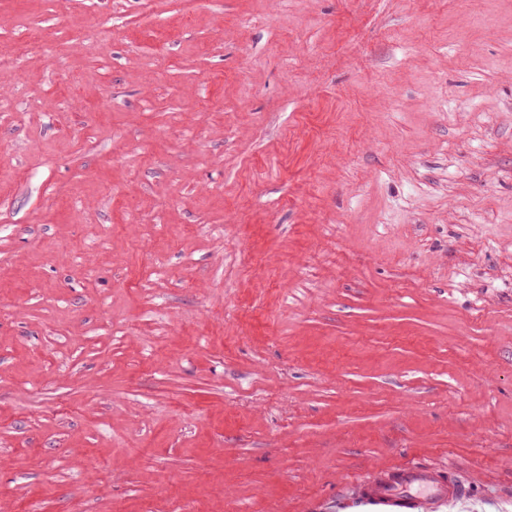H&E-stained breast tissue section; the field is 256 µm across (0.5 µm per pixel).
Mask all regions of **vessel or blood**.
I'll return each mask as SVG.
<instances>
[{
	"label": "vessel or blood",
	"mask_w": 512,
	"mask_h": 512,
	"mask_svg": "<svg viewBox=\"0 0 512 512\" xmlns=\"http://www.w3.org/2000/svg\"><path fill=\"white\" fill-rule=\"evenodd\" d=\"M457 479L453 470L442 476L435 469L405 463L395 468L390 480L369 477L358 481L352 498L369 512H420L424 501L442 503L448 483Z\"/></svg>",
	"instance_id": "b4317fda"
}]
</instances>
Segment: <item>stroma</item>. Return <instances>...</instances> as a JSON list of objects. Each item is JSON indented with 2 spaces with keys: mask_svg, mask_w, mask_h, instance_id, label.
I'll return each instance as SVG.
<instances>
[{
  "mask_svg": "<svg viewBox=\"0 0 512 512\" xmlns=\"http://www.w3.org/2000/svg\"><path fill=\"white\" fill-rule=\"evenodd\" d=\"M512 512V0H0V512ZM448 488L444 484V476L432 468L420 467L413 463H405L394 470V477L387 481L366 478L354 486L352 499L369 508L367 512H419L424 497L436 504L442 503L448 492L450 498H459L463 488L449 487L457 482L458 475L453 467L448 466ZM408 489H414L411 493Z\"/></svg>",
  "mask_w": 512,
  "mask_h": 512,
  "instance_id": "1",
  "label": "stroma"
}]
</instances>
